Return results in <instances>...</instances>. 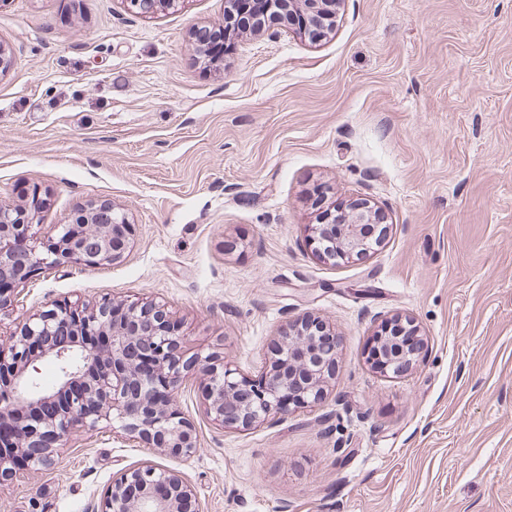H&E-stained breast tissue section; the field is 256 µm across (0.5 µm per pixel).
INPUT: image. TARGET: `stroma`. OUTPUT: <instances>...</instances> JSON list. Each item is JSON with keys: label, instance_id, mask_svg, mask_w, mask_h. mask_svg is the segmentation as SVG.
Returning <instances> with one entry per match:
<instances>
[{"label": "stroma", "instance_id": "obj_1", "mask_svg": "<svg viewBox=\"0 0 512 512\" xmlns=\"http://www.w3.org/2000/svg\"><path fill=\"white\" fill-rule=\"evenodd\" d=\"M223 24L224 0L0 5V203L41 186L43 237L91 203L135 226L122 260L20 285L0 333L55 301H153L187 348L254 377L310 315L340 338L335 375L248 430L215 425L190 381L192 457L80 431L0 483V512H97L145 461L184 473L201 512H512V0H342L322 40L244 33L203 70L190 31ZM319 189L378 205L383 243L316 256ZM397 314L427 352L390 377L368 342Z\"/></svg>", "mask_w": 512, "mask_h": 512}]
</instances>
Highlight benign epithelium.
I'll use <instances>...</instances> for the list:
<instances>
[{"instance_id": "obj_1", "label": "benign epithelium", "mask_w": 512, "mask_h": 512, "mask_svg": "<svg viewBox=\"0 0 512 512\" xmlns=\"http://www.w3.org/2000/svg\"><path fill=\"white\" fill-rule=\"evenodd\" d=\"M132 10L156 14L181 0H126ZM341 0H266L289 26L301 14L311 30L330 32ZM41 191L32 189L24 208L0 205V311L14 301L16 287L45 268L78 266L92 271L124 258L134 227L107 203L92 204L56 225L47 239L37 235ZM319 223L308 243L319 256L349 260L366 254L387 232L384 214L362 199L346 211L316 204ZM393 330L375 335L372 366L394 377L408 372L425 352L416 322L397 316ZM324 324L302 318L279 337L264 374L253 379L224 357L188 353L164 306L153 302L55 303L32 315L0 342V426H14L24 461L0 451V480L22 470L55 464L64 438L77 429L119 422L130 440H141L165 456L187 458L199 448L191 422L177 410L187 381L205 380L206 414L219 426L248 430L294 408L312 407L334 375L336 342L323 336ZM55 361L56 384L38 382V363ZM81 382L79 390L70 387ZM194 488L179 473L149 462L112 478L101 512H191Z\"/></svg>"}]
</instances>
